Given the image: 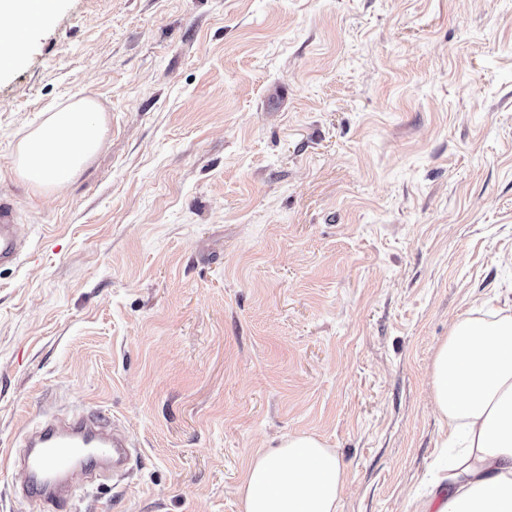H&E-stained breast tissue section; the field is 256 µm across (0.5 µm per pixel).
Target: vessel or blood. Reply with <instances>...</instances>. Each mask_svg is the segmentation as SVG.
Masks as SVG:
<instances>
[{
	"instance_id": "vessel-or-blood-1",
	"label": "vessel or blood",
	"mask_w": 512,
	"mask_h": 512,
	"mask_svg": "<svg viewBox=\"0 0 512 512\" xmlns=\"http://www.w3.org/2000/svg\"><path fill=\"white\" fill-rule=\"evenodd\" d=\"M28 236L13 203L0 197V267L16 263ZM20 466L29 496L44 501H67L74 491H60L56 480L74 468L91 473L119 465L129 457L123 430L97 412L58 417L37 424L26 436Z\"/></svg>"
}]
</instances>
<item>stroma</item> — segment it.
<instances>
[{
    "instance_id": "35a3bbf8",
    "label": "stroma",
    "mask_w": 512,
    "mask_h": 512,
    "mask_svg": "<svg viewBox=\"0 0 512 512\" xmlns=\"http://www.w3.org/2000/svg\"><path fill=\"white\" fill-rule=\"evenodd\" d=\"M0 73V454L106 414L126 471L0 512H238L250 454L306 432L338 512H419L447 454L431 364L512 304V0H57ZM93 98L98 154L47 197L18 142ZM27 236L26 225L18 223L14 204L0 197V267L18 261Z\"/></svg>"
}]
</instances>
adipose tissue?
<instances>
[{"mask_svg": "<svg viewBox=\"0 0 512 512\" xmlns=\"http://www.w3.org/2000/svg\"><path fill=\"white\" fill-rule=\"evenodd\" d=\"M45 0H0V70L14 66ZM105 117L90 98L49 113L17 145L12 170L47 191L72 182L97 153ZM433 402L460 450L448 464L438 512H512V315L456 319L436 348ZM348 472L312 433L252 453L238 487L239 512H338Z\"/></svg>", "mask_w": 512, "mask_h": 512, "instance_id": "1", "label": "adipose tissue"}]
</instances>
